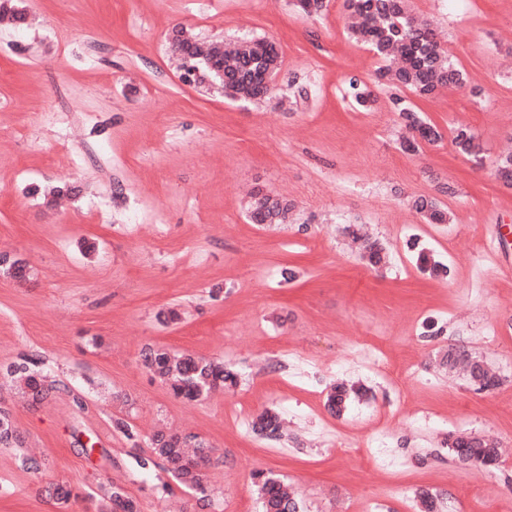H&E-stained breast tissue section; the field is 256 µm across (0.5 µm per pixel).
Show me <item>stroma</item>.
Masks as SVG:
<instances>
[{
    "mask_svg": "<svg viewBox=\"0 0 512 512\" xmlns=\"http://www.w3.org/2000/svg\"><path fill=\"white\" fill-rule=\"evenodd\" d=\"M27 27L0 25V252L28 267L0 277V367L37 354L85 401L11 398L16 423L48 470L24 468L0 447V512H97L92 493L113 479L140 512H260L252 474L291 486L302 512H493L512 502V186L494 162L512 150V0H409L466 74L434 98L375 83L378 60L349 38L344 0L322 15L294 0H22ZM200 38L274 40L282 65L258 103L181 83L166 51L173 28ZM360 79L371 108L351 99ZM444 140L400 150L395 98ZM57 113L47 124L43 115ZM466 125L481 159L449 134ZM77 187L66 206L41 192ZM449 184L454 192L439 195ZM36 184L40 194H26ZM293 204L287 223L247 218L253 188ZM440 196L449 223L410 208ZM365 226L384 244L380 267L345 234ZM448 264L422 275L411 237ZM292 268L295 280L281 272ZM179 307L165 327L158 312ZM218 360L235 387L197 401L173 397L141 367L146 346ZM485 360L502 379L477 390L448 370L449 348ZM299 355L300 373H276L274 352ZM361 384L342 413L332 384ZM278 412L284 439L247 432L242 416ZM127 416L210 448L212 497L162 493L168 476L140 470L137 447L112 429ZM488 436L499 467L458 463L449 434ZM386 435L401 459L380 467L370 449ZM70 484L57 508L47 489Z\"/></svg>",
    "mask_w": 512,
    "mask_h": 512,
    "instance_id": "obj_1",
    "label": "stroma"
}]
</instances>
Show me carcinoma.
<instances>
[{
	"mask_svg": "<svg viewBox=\"0 0 512 512\" xmlns=\"http://www.w3.org/2000/svg\"><path fill=\"white\" fill-rule=\"evenodd\" d=\"M350 20L351 36L371 48L389 65L376 73V78L395 87H404L421 98H431L439 90L463 83L464 75L436 35L428 27L418 24L411 15L407 0H345ZM0 17H6L16 27L28 24L27 11L16 0H0ZM171 55L179 62L190 59L197 71L196 84L224 86L232 97L252 102L262 100L270 93L269 84L275 82L281 67L278 47L264 38L228 43L203 41L184 30L168 41ZM224 70V78L216 70ZM399 118L411 133L402 143L404 150L416 152L421 144H435L442 140L438 127L425 120L412 105L396 100ZM452 143L458 151L481 158L482 147L471 129L458 126L453 131ZM496 176L506 185H512V154L496 161ZM412 208L429 224L448 223V212L433 197L419 196L412 200ZM291 210L288 200L255 190L248 204V218L253 224H286ZM418 249L417 264L421 272L431 276L447 273V266L435 260L425 249ZM141 365L151 372L177 398L195 401L213 390L237 384V374L224 364L190 354H175L163 348L146 347L140 355ZM42 360L24 355L10 363L0 374L34 401L66 393L74 405L85 408L81 395L56 381H47L40 369ZM114 432L137 446L145 443L148 452L136 459L139 468H164L185 492L201 500L210 497L203 469L210 461L208 446L192 434L155 431L141 435L125 417L115 415L111 420ZM280 417L270 411L253 420L255 433L269 439L283 437ZM0 447L16 448L22 452L28 468L38 472L47 468L46 458L32 454L17 426L12 410L0 404ZM448 452L457 460H467L483 466L497 463L500 447L495 442L457 436L448 442ZM255 485L263 512H299L298 501L288 492V486L276 476L259 471L254 474ZM95 497L99 512H139L138 502L127 495L121 486L101 483Z\"/></svg>",
	"mask_w": 512,
	"mask_h": 512,
	"instance_id": "1",
	"label": "carcinoma"
}]
</instances>
